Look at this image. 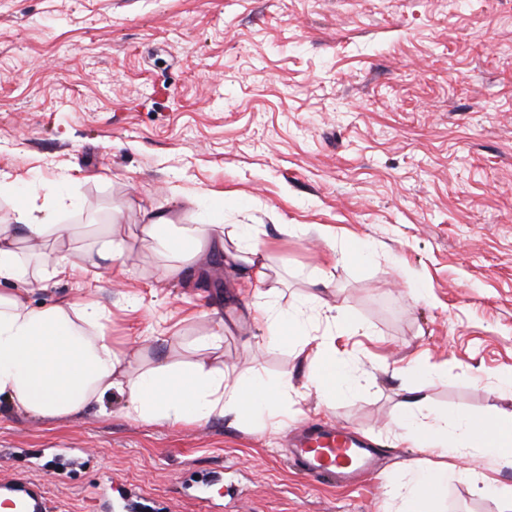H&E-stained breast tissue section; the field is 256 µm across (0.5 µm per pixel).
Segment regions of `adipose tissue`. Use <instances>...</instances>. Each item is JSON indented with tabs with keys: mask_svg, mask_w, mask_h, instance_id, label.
I'll list each match as a JSON object with an SVG mask.
<instances>
[{
	"mask_svg": "<svg viewBox=\"0 0 512 512\" xmlns=\"http://www.w3.org/2000/svg\"><path fill=\"white\" fill-rule=\"evenodd\" d=\"M11 199L14 221L0 224V407L44 425L69 422L92 411L110 416L112 395L124 400L125 416L147 425L173 428L199 425L215 419L230 427L284 425L288 417V378L254 374L249 381H228L223 362L212 358L224 341V326L190 345V359L157 358L151 366L135 370L136 359L112 347L108 315L99 301L64 297L36 307L30 301L39 273L30 272L28 258H40L45 239L60 249L51 260L54 274H66L70 251L65 244L71 227L57 224L52 214L37 216L30 185L0 179V198ZM199 226L192 229L173 218L147 212L142 231L172 252L174 265L201 261L211 252L224 255L228 267H244L253 294H263L271 256L264 248L260 225L242 224L233 245L224 242V197L203 200L185 196ZM326 323L317 333L316 320ZM264 332L257 346L276 348L294 339L300 353L331 358L327 373H311L309 382L322 405L359 387L351 358L337 359L336 330H352L322 297L316 294L288 307L260 312ZM396 438L433 455L426 466H403L386 483L388 499L399 502L398 512H444L440 491L448 478L450 461L461 463L460 476L482 495L493 498L499 512H512V485L501 483L498 472L512 468V412L494 410L476 418L464 413L439 412L427 400L414 396L395 419Z\"/></svg>",
	"mask_w": 512,
	"mask_h": 512,
	"instance_id": "obj_1",
	"label": "adipose tissue"
}]
</instances>
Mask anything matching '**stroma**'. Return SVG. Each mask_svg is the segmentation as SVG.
<instances>
[{
	"label": "stroma",
	"mask_w": 512,
	"mask_h": 512,
	"mask_svg": "<svg viewBox=\"0 0 512 512\" xmlns=\"http://www.w3.org/2000/svg\"><path fill=\"white\" fill-rule=\"evenodd\" d=\"M60 182L73 203V268L37 283L47 306L85 289L114 348L167 336L172 358L224 334V370L287 375L295 423L365 435L379 473L315 483L285 456L288 431L211 421L172 429L87 413L48 427L0 411V479L41 482L54 512H393L385 479L427 460L398 443L403 402L512 411V0H0V177ZM235 193L224 234L261 224L270 299L247 295L213 254L165 274L143 212L195 223L181 195ZM120 218L123 269L86 267L82 246ZM299 226L298 235L280 225ZM368 245L367 262H341ZM320 281L360 326L336 339L368 372L319 406L309 362L245 343L258 309ZM419 286L426 298L411 292ZM445 369L428 383L427 366Z\"/></svg>",
	"instance_id": "obj_1"
}]
</instances>
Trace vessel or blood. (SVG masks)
<instances>
[{"label":"vessel or blood","mask_w":512,"mask_h":512,"mask_svg":"<svg viewBox=\"0 0 512 512\" xmlns=\"http://www.w3.org/2000/svg\"><path fill=\"white\" fill-rule=\"evenodd\" d=\"M292 448L295 466L313 481L367 478L375 460L373 449L340 424L304 427L293 435ZM0 496L12 512H51L45 487L37 482L0 481Z\"/></svg>","instance_id":"obj_1"}]
</instances>
